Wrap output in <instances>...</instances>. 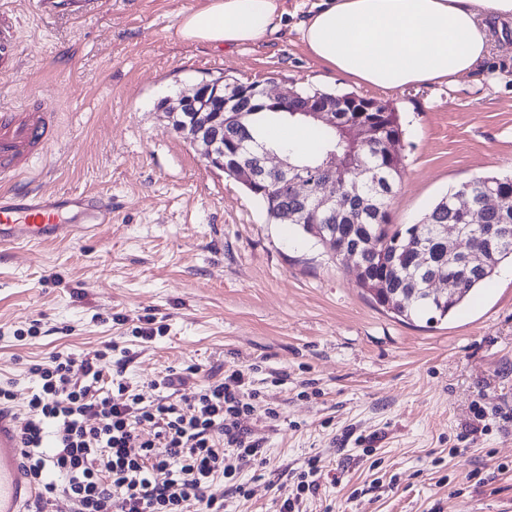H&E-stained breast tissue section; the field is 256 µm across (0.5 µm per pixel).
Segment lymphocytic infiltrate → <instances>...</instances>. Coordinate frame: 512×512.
<instances>
[{"label":"lymphocytic infiltrate","mask_w":512,"mask_h":512,"mask_svg":"<svg viewBox=\"0 0 512 512\" xmlns=\"http://www.w3.org/2000/svg\"><path fill=\"white\" fill-rule=\"evenodd\" d=\"M111 347L93 356L59 351L28 364L36 388L18 413L22 466L41 485L34 512L57 497L75 512H224L209 495L229 478L263 462L266 450L250 420L244 370L174 399L167 375L164 395L144 401L122 375H105ZM126 394L115 402L113 392Z\"/></svg>","instance_id":"1"}]
</instances>
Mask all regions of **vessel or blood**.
Segmentation results:
<instances>
[{"mask_svg": "<svg viewBox=\"0 0 512 512\" xmlns=\"http://www.w3.org/2000/svg\"><path fill=\"white\" fill-rule=\"evenodd\" d=\"M17 21L0 8V79L13 73L21 54ZM57 143L52 113L0 106V244L62 241L78 225L93 227L112 219L106 195L49 193L31 178L35 158ZM22 443L17 419L0 411V512H25L37 498V486L21 466Z\"/></svg>", "mask_w": 512, "mask_h": 512, "instance_id": "obj_1", "label": "vessel or blood"}]
</instances>
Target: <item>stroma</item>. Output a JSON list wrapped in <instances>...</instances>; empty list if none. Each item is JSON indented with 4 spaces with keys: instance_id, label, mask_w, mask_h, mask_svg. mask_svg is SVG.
<instances>
[{
    "instance_id": "1",
    "label": "stroma",
    "mask_w": 512,
    "mask_h": 512,
    "mask_svg": "<svg viewBox=\"0 0 512 512\" xmlns=\"http://www.w3.org/2000/svg\"><path fill=\"white\" fill-rule=\"evenodd\" d=\"M316 2L280 0L268 41L214 50L173 36L202 0H96L84 17L47 19L36 0H7L25 20L23 55L0 103L56 115L58 143L34 163L44 190L111 195L112 221L64 242L0 246V381L14 380L22 408L28 363L108 342L147 397L171 372L188 398L242 369L267 454L210 486L229 512H279L286 471L314 457L332 476L303 512H512V262L448 320H399L349 264L270 223L159 107L203 80L347 91L300 41ZM492 33L490 58L455 83L362 89L402 124L392 223L418 222L463 182L512 174V21ZM146 316L163 328L147 344L133 336ZM34 324L37 337L17 340Z\"/></svg>"
}]
</instances>
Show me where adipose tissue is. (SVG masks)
Segmentation results:
<instances>
[{"mask_svg":"<svg viewBox=\"0 0 512 512\" xmlns=\"http://www.w3.org/2000/svg\"><path fill=\"white\" fill-rule=\"evenodd\" d=\"M279 0H205L181 14L178 38L215 49L262 43L278 30ZM512 19V0H319L300 22L307 53L355 87L403 89L448 84L490 52L488 19ZM277 118L253 133L269 147L309 148L304 129L276 132Z\"/></svg>","mask_w":512,"mask_h":512,"instance_id":"adipose-tissue-1","label":"adipose tissue"}]
</instances>
